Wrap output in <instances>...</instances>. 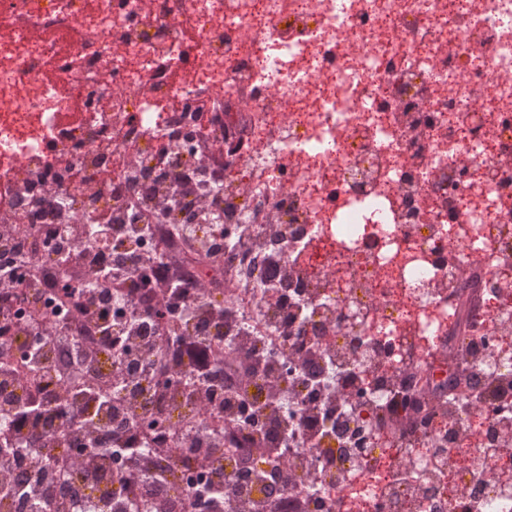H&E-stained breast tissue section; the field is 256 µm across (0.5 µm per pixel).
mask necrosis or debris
<instances>
[{
	"instance_id": "1",
	"label": "necrosis or debris",
	"mask_w": 512,
	"mask_h": 512,
	"mask_svg": "<svg viewBox=\"0 0 512 512\" xmlns=\"http://www.w3.org/2000/svg\"><path fill=\"white\" fill-rule=\"evenodd\" d=\"M178 173L227 232L223 264L177 276L236 313L187 332L261 347L251 391L281 393L287 494L512 512V0H0V225H31L34 262L53 263L43 227H137L144 177L162 223L182 220ZM301 330L324 338L321 403L388 438L353 422L303 454ZM221 468L262 512L268 455Z\"/></svg>"
}]
</instances>
